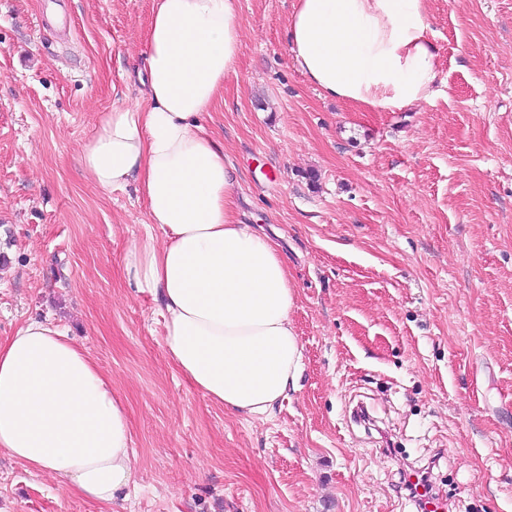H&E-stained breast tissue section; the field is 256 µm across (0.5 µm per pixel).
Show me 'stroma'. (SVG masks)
<instances>
[{"mask_svg": "<svg viewBox=\"0 0 512 512\" xmlns=\"http://www.w3.org/2000/svg\"><path fill=\"white\" fill-rule=\"evenodd\" d=\"M295 2L239 0L202 125L288 264L296 391L260 418L193 387L125 277L142 201L77 162L143 97L153 0H0V339L51 317L111 380L137 456L112 512H416L407 462L452 512H512V0H428L441 75L401 112L320 96ZM0 512L101 507L1 452Z\"/></svg>", "mask_w": 512, "mask_h": 512, "instance_id": "stroma-1", "label": "stroma"}]
</instances>
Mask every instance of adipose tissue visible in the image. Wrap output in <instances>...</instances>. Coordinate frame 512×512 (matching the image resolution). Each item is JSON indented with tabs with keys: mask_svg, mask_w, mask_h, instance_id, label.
Wrapping results in <instances>:
<instances>
[{
	"mask_svg": "<svg viewBox=\"0 0 512 512\" xmlns=\"http://www.w3.org/2000/svg\"><path fill=\"white\" fill-rule=\"evenodd\" d=\"M241 29L237 0H154L145 102L108 112L80 161L101 189L146 204L124 269L158 300L171 362L210 401L262 417L301 372L294 291L269 235L238 219L233 169L199 123L237 70ZM288 41L323 97L364 110L427 100L440 76L427 0H297ZM0 450L105 506L132 482L126 407L51 318L0 341Z\"/></svg>",
	"mask_w": 512,
	"mask_h": 512,
	"instance_id": "1",
	"label": "adipose tissue"
}]
</instances>
